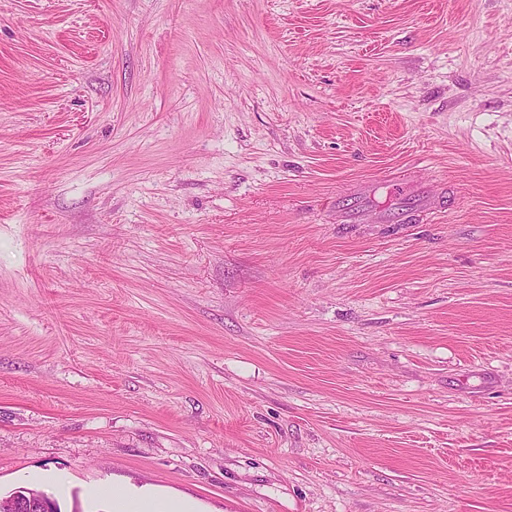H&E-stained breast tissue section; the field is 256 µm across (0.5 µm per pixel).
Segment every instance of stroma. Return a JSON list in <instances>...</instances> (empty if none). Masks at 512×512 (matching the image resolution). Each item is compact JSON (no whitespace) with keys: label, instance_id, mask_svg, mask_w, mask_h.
Here are the masks:
<instances>
[{"label":"stroma","instance_id":"stroma-1","mask_svg":"<svg viewBox=\"0 0 512 512\" xmlns=\"http://www.w3.org/2000/svg\"><path fill=\"white\" fill-rule=\"evenodd\" d=\"M512 512V0H0V495Z\"/></svg>","mask_w":512,"mask_h":512}]
</instances>
